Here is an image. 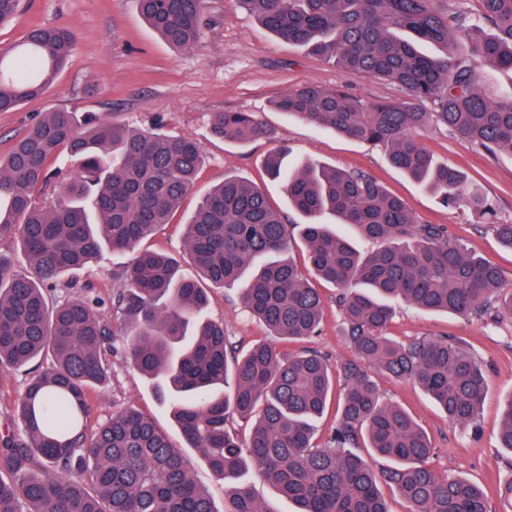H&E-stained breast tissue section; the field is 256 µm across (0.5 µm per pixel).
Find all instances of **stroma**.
Here are the masks:
<instances>
[{
	"label": "stroma",
	"instance_id": "obj_1",
	"mask_svg": "<svg viewBox=\"0 0 512 512\" xmlns=\"http://www.w3.org/2000/svg\"><path fill=\"white\" fill-rule=\"evenodd\" d=\"M35 25L65 27L76 36L66 69L41 97L13 112H0V157H6L16 139L45 113L67 109L96 112L133 128L146 129L163 121L164 130L199 141L205 150L203 167L191 192L175 212L147 240L152 250L166 252L180 264V274L191 276L184 244L185 223L199 200L225 175H237L258 186L270 205L291 223L290 257L304 275H311L306 248L296 226L298 216L288 208L279 182L264 168L266 156L287 146L288 163L313 161L364 174L402 198L423 224L447 226L452 238L469 250L491 259L501 273L503 290H512V249L504 247L486 225L472 223L459 209L443 207L437 199L405 177L385 158L382 150L363 142L320 129L275 109L286 91L306 83L331 89L344 87L366 102L399 98L388 81L369 75H350L310 53L289 45L269 32L240 0H207L203 35L197 48L178 51L170 47L140 16L136 0H26L13 21L0 27V45L20 41ZM249 112L266 126L268 138L238 144L214 138L212 113ZM424 148L478 183L495 200L500 216L512 218V154L490 155L445 128L429 125L419 132ZM114 260L102 251L87 267L77 270L83 296L98 310H112L118 284L112 278ZM323 303L324 319L318 336L281 342V349L295 354L314 349L336 363L354 358L336 304L338 290L315 281ZM209 318L223 322L240 349L265 339L266 330L245 307L238 288L209 291ZM394 318L386 333L401 341L453 336L470 344L488 377V391L476 428H463L448 420L436 403L419 387L382 373L374 378L382 392L403 406L427 431L436 453L432 465L438 471L482 484L488 512H512L500 489L512 479V453L499 448L496 436L501 407L512 395V318H464L450 313L426 312L393 301ZM89 426L109 420L112 414L133 407L167 433L182 449L196 482L208 491L218 512L226 505L224 482L208 468L198 449L188 447L153 381L124 361L111 360V376L102 388L88 394Z\"/></svg>",
	"mask_w": 512,
	"mask_h": 512
}]
</instances>
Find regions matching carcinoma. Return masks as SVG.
I'll list each match as a JSON object with an SVG mask.
<instances>
[{
	"label": "carcinoma",
	"instance_id": "cac0c4a2",
	"mask_svg": "<svg viewBox=\"0 0 512 512\" xmlns=\"http://www.w3.org/2000/svg\"><path fill=\"white\" fill-rule=\"evenodd\" d=\"M289 44L304 46L350 75L393 84L396 100L366 103L341 87L307 83L283 94L279 111L384 150L387 160L444 206L466 211L512 250V220L460 170L435 160L418 131L436 123L490 152L512 154V89L487 96L477 61L512 70V0H239ZM140 15L177 50L195 48L206 0H138ZM440 48L433 56L419 44ZM74 34L34 26L0 55V112L43 95L67 65ZM212 133L246 144L269 131L249 112H215ZM204 150L160 127L130 129L92 112H47L0 160V240L23 250L26 272L0 254V368L50 356L32 371L14 408L21 432H0V512H217L168 435L127 408L88 427L86 391L108 379L107 354L156 381L183 438L226 482L225 512H267L241 478L254 470L296 505L295 512H390L384 491L408 512H487L483 490L429 465V437L385 399L371 369L426 392L453 423L476 424L487 379L476 354L456 338L396 341L385 334L390 299L427 311L512 317L498 268L421 224L407 205L363 174L307 161L267 158L316 277L340 289L337 304L355 358L337 365L316 350L289 354L258 342L238 355L224 323L204 318L207 289L241 287L246 307L282 340L318 334L322 301L289 257L282 214L257 187L226 175L185 224L195 278L142 247L170 223L192 190ZM381 243L360 252L321 222L326 215ZM121 258L113 315L56 294L71 270L102 250ZM339 418L314 443L312 421L332 395ZM237 420L251 422L241 439ZM498 447L512 453V396ZM390 462L371 467L359 449Z\"/></svg>",
	"mask_w": 512,
	"mask_h": 512
}]
</instances>
